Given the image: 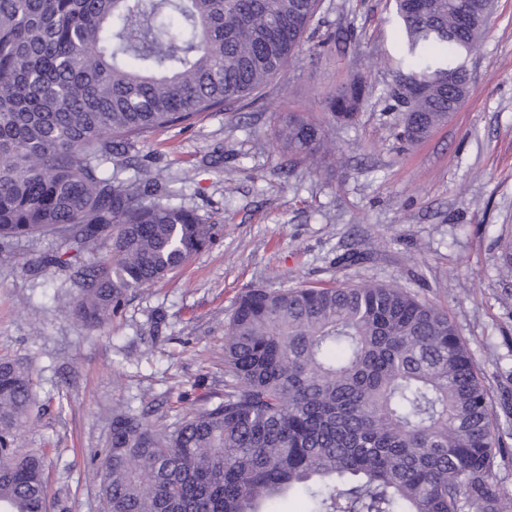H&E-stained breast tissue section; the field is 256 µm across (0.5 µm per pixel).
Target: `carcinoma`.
<instances>
[{
	"mask_svg": "<svg viewBox=\"0 0 512 512\" xmlns=\"http://www.w3.org/2000/svg\"><path fill=\"white\" fill-rule=\"evenodd\" d=\"M403 40L387 95L415 145L467 96L455 79L493 0H393ZM320 0H0V251L54 237L45 263L74 270L67 306L89 328L129 294L214 245L215 225L165 201L161 171L104 164L156 130L243 101L297 52ZM363 88L330 97L357 117ZM274 137L290 160L331 147L303 112ZM108 244L93 254L97 243ZM37 400L0 357V512H49L47 452L22 450ZM493 400L443 310L390 284L250 287L224 336V399L160 433L112 412L98 512H503L509 493Z\"/></svg>",
	"mask_w": 512,
	"mask_h": 512,
	"instance_id": "cac0c4a2",
	"label": "carcinoma"
}]
</instances>
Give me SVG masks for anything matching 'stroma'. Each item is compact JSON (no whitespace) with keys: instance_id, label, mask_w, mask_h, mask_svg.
Returning <instances> with one entry per match:
<instances>
[{"instance_id":"obj_1","label":"stroma","mask_w":512,"mask_h":512,"mask_svg":"<svg viewBox=\"0 0 512 512\" xmlns=\"http://www.w3.org/2000/svg\"><path fill=\"white\" fill-rule=\"evenodd\" d=\"M402 42L392 0H321L283 73L255 98L157 130L128 146L120 179L166 170L175 203L214 224L219 241L129 297L88 329L59 307L71 273L41 265L58 240L0 253V357L31 368L43 411L23 431L48 452L51 512H97L114 408L149 410L170 431L224 397V330L240 292L339 282L394 283L448 313L495 404L512 405V267L496 241L512 236V0H497L468 59L470 93L448 122L409 148L395 138L386 65ZM358 81L355 122L327 99ZM308 112L335 147L296 164L273 135L279 116ZM365 252L341 266L340 254Z\"/></svg>"}]
</instances>
